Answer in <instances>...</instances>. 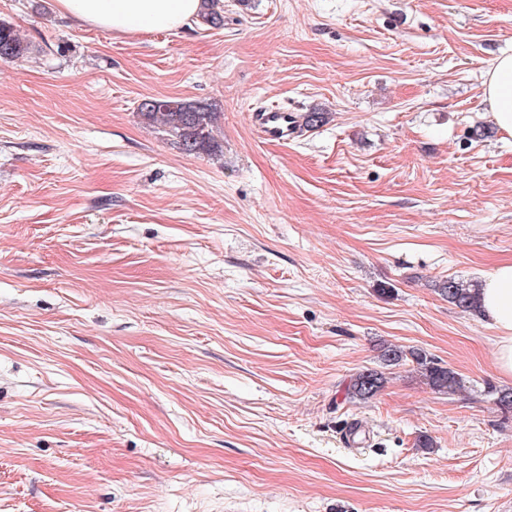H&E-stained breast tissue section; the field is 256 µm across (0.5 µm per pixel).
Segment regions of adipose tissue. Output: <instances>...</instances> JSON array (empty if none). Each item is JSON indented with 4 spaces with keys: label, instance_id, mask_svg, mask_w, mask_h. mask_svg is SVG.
Instances as JSON below:
<instances>
[{
    "label": "adipose tissue",
    "instance_id": "adipose-tissue-1",
    "mask_svg": "<svg viewBox=\"0 0 512 512\" xmlns=\"http://www.w3.org/2000/svg\"><path fill=\"white\" fill-rule=\"evenodd\" d=\"M58 13L99 29L133 34L172 31L198 20L201 0H54ZM483 96L498 130L512 137V54L497 57L486 72ZM481 312L496 331L500 372L512 376V261L482 275Z\"/></svg>",
    "mask_w": 512,
    "mask_h": 512
}]
</instances>
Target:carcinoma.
Here are the masks:
<instances>
[{"mask_svg": "<svg viewBox=\"0 0 512 512\" xmlns=\"http://www.w3.org/2000/svg\"><path fill=\"white\" fill-rule=\"evenodd\" d=\"M218 0H204L200 16L202 24L216 27L224 23V16L215 9ZM30 50L13 26L0 21V59L15 60L24 57ZM142 120L162 129L178 148L186 154L216 153L219 144L214 135L218 113L212 105L179 99H145L138 106ZM438 291L448 303L464 312L478 310L477 288L474 284L450 278L443 282ZM410 360L416 363L422 376L433 389L453 393L461 387V379L449 368L442 367L419 349L404 350L386 345L381 350L380 361L385 366L397 365ZM386 378L378 370L365 369L351 380L347 396L353 401L367 403L384 388Z\"/></svg>", "mask_w": 512, "mask_h": 512, "instance_id": "1", "label": "carcinoma"}]
</instances>
